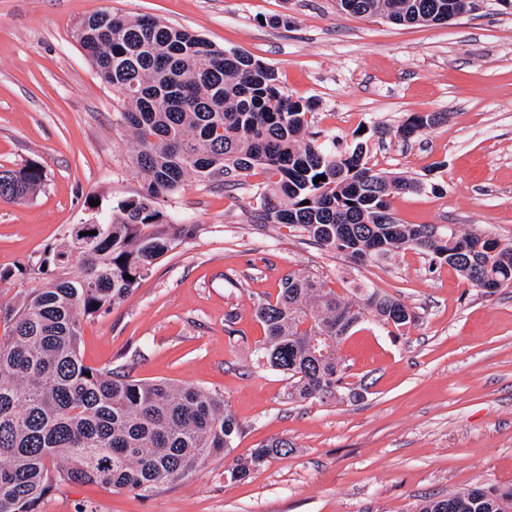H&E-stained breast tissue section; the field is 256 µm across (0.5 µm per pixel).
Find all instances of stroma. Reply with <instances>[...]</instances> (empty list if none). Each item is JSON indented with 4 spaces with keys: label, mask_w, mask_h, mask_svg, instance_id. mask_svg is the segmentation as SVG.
Listing matches in <instances>:
<instances>
[{
    "label": "stroma",
    "mask_w": 512,
    "mask_h": 512,
    "mask_svg": "<svg viewBox=\"0 0 512 512\" xmlns=\"http://www.w3.org/2000/svg\"><path fill=\"white\" fill-rule=\"evenodd\" d=\"M103 7L273 68L290 97L314 103L321 140L364 144L374 170L422 183L392 198L401 223L512 244V13L497 0L429 26L351 17L336 0H0V169L35 162L46 174L27 199L0 197V269L40 256L89 197L144 191L122 102L73 37ZM430 112L448 118L399 135ZM263 190L257 174L231 191L193 180L170 197L166 211L195 233L84 321L80 343L86 365L223 394L242 427L230 458L148 496L64 483L37 512H415L429 496L512 485V287L484 294L413 249L353 262L264 222ZM291 273L339 293L374 288L411 312L395 332L365 318L340 345L357 398L289 399L287 376L258 362L256 308ZM276 438L292 450L226 477L230 459Z\"/></svg>",
    "instance_id": "1"
}]
</instances>
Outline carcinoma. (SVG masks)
I'll list each match as a JSON object with an SVG mask.
<instances>
[{
    "instance_id": "obj_1",
    "label": "carcinoma",
    "mask_w": 512,
    "mask_h": 512,
    "mask_svg": "<svg viewBox=\"0 0 512 512\" xmlns=\"http://www.w3.org/2000/svg\"><path fill=\"white\" fill-rule=\"evenodd\" d=\"M453 0H342V12L383 16L397 25H430ZM74 38L100 80L124 99L117 113L131 130L133 163L146 184L135 199L86 206L85 223L70 225L55 246L15 271L40 276L41 287L0 307V512H36L61 482L96 483L144 496L226 457L240 425L224 395L167 381L146 382L84 364L82 322L109 311L148 277L157 259L194 224H175L160 207L191 179L234 185L259 170L267 188L264 219L298 230L354 262L418 249L454 268L486 294L512 286V245L427 224H402L391 198L420 183L377 172L363 144L338 151L309 132L310 102L294 100L274 69L237 51L214 48L198 35L108 7L84 18ZM443 120L410 116L409 138ZM325 180L313 183L319 177ZM43 168L29 163L0 170V196L24 197L41 186ZM98 230L89 247L82 232ZM79 266L72 268L73 259ZM407 307L367 288L362 301L341 295L313 276L288 275L275 300L256 307L265 336L256 351L292 380L289 395L334 401L350 377L339 345L351 325L371 315L400 329ZM274 439L249 460L227 467L229 480L286 455ZM417 512H512V487H472L429 497Z\"/></svg>"
}]
</instances>
